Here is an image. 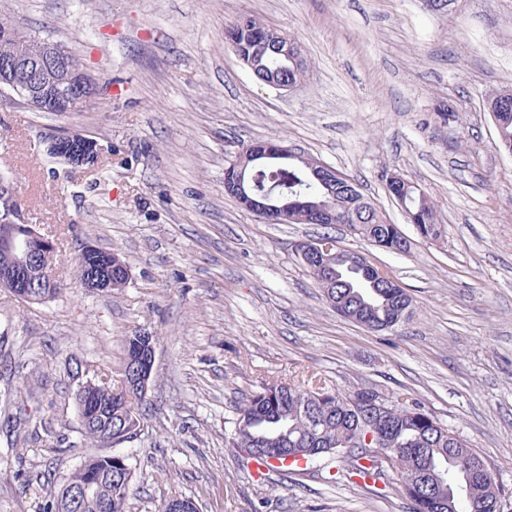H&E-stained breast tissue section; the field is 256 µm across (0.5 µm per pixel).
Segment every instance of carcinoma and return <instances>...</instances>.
Instances as JSON below:
<instances>
[{"mask_svg": "<svg viewBox=\"0 0 512 512\" xmlns=\"http://www.w3.org/2000/svg\"><path fill=\"white\" fill-rule=\"evenodd\" d=\"M276 66L286 67L285 76L291 84L304 81L307 74L306 60L298 63L274 61ZM500 124L495 128V147L500 151L512 148V89L499 92L494 104ZM254 186L260 191L272 187L284 194L301 192L314 203L332 208L340 213L344 210L349 188H354L362 201L352 223L348 225L351 234L367 241L371 240L369 226L376 225L387 251L405 253L410 247L408 238L401 234L397 224L387 223L386 215L372 199L366 196L358 184L344 173H339L336 193L317 189L305 176V168L260 166L251 172ZM397 191L404 198L405 207L418 214L421 224L415 227L417 235L425 240L442 238L444 225L440 224L436 207L427 191L404 180ZM342 250L336 258V271L340 277L326 282L312 276L320 292H329L331 298L345 306L346 314L361 312L367 315L363 327L372 331H383L395 326L393 301L388 298L389 288L379 281L371 284L360 278V273L347 267ZM345 394L340 391L318 386L311 389L287 384H266L250 394L239 405L238 419L232 446L248 460L279 469L286 467L282 450L306 449L315 456H338L343 464L342 471L350 476L384 480L389 477V466L384 457L391 449L400 452L394 456V474L402 494L409 500L430 493L449 502L454 512H473L470 500L481 501L484 512H493L496 500L492 484L484 478L486 459L475 449L462 442L448 443L441 431L434 426L436 419L420 409L419 405L405 406L394 402L396 410L392 417L389 441L377 446L365 443L368 429L358 414L341 405ZM79 408L97 404L102 408L112 407V446L123 444L121 436L128 430L130 420L144 419L142 405L145 396L131 393L126 386H112V380L101 374L93 378L85 393L76 394ZM355 429L359 435V447H346V435ZM90 473L100 476L96 499L83 512H127L133 473L116 468L111 456L95 454L64 479L57 491L51 494L46 512H69L66 506L67 487L83 483Z\"/></svg>", "mask_w": 512, "mask_h": 512, "instance_id": "obj_1", "label": "carcinoma"}]
</instances>
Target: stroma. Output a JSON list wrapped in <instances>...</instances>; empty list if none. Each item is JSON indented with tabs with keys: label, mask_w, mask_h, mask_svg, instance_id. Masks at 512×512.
<instances>
[{
	"label": "stroma",
	"mask_w": 512,
	"mask_h": 512,
	"mask_svg": "<svg viewBox=\"0 0 512 512\" xmlns=\"http://www.w3.org/2000/svg\"><path fill=\"white\" fill-rule=\"evenodd\" d=\"M245 13L302 46L298 87L258 81L227 45ZM0 14L67 45L104 88L61 113L0 93V171L52 238L61 289L32 305L0 288V389L39 430L32 441L0 418V512H44L94 452L77 384L120 380L137 331L158 342L142 430L117 449L134 471L128 512L173 496L201 512H412L397 482L342 477L334 459L261 473L239 458L236 408L271 380L418 404L487 459L512 512V157L485 106L512 89V0H0ZM67 131L98 141L97 167L47 153ZM270 137L354 178L410 251L242 210L224 168ZM388 173L430 194L440 240L418 239ZM327 231L401 284L408 317L373 332L326 306L294 245ZM88 245L124 256L126 288L82 287Z\"/></svg>",
	"instance_id": "stroma-1"
}]
</instances>
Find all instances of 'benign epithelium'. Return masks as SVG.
I'll return each mask as SVG.
<instances>
[{
  "label": "benign epithelium",
  "mask_w": 512,
  "mask_h": 512,
  "mask_svg": "<svg viewBox=\"0 0 512 512\" xmlns=\"http://www.w3.org/2000/svg\"><path fill=\"white\" fill-rule=\"evenodd\" d=\"M244 38L255 46L250 59L240 60L256 74L260 81L282 89L292 86L277 82V69L269 65V56L265 50H271L277 56L288 53L299 54L300 47L288 42L282 35H276L263 43L250 36L246 23H240ZM30 43L27 52L10 57H0V92L6 90L16 94L24 104L42 112H72L76 106L90 101L98 93L96 78L84 68L69 65L67 49L58 42L22 31L0 27V42ZM47 152L65 162L83 167L93 165L99 160L101 148L93 137L73 131L54 134L45 138ZM299 158L297 149L283 142H255L236 156L232 169L233 177L224 181L225 191L234 195L239 205L249 213L271 224H286L295 211H304L314 224H334L336 217L312 204L305 197L288 200L270 192H261L253 188L245 178L246 166L259 165L271 161H288ZM311 177L327 188L336 183V170L322 163L309 169ZM296 252L303 258L305 265L327 276L334 272L331 260L338 255V244L334 238L303 240L295 244ZM54 245L28 224L22 201L18 195L14 179L0 174V281L13 288L16 295L34 301L33 295L40 288L52 287L48 279L43 259L53 256ZM112 272L93 275L86 278L84 287L104 291L123 287L129 280L127 265L118 261L110 266ZM155 354L141 353L128 359L125 382L130 388L142 392L148 390L154 366ZM350 406H364L381 416L393 411L392 403L384 394L371 388H363L351 394L347 399ZM99 478L90 476L80 486L70 489L68 499L74 512L81 509L94 495Z\"/></svg>",
  "instance_id": "benign-epithelium-1"
}]
</instances>
